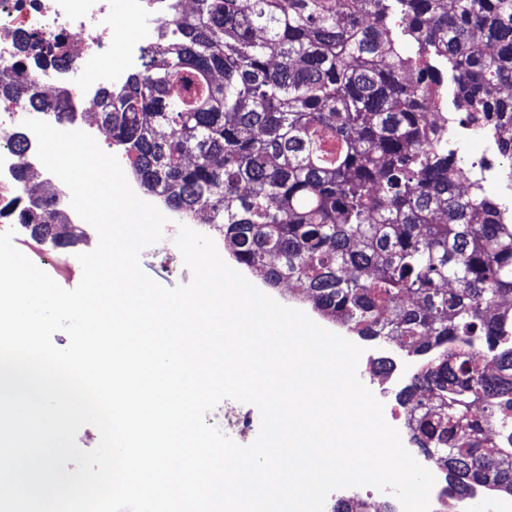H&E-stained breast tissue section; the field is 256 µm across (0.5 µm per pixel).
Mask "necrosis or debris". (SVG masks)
Listing matches in <instances>:
<instances>
[{"instance_id":"obj_1","label":"necrosis or debris","mask_w":512,"mask_h":512,"mask_svg":"<svg viewBox=\"0 0 512 512\" xmlns=\"http://www.w3.org/2000/svg\"><path fill=\"white\" fill-rule=\"evenodd\" d=\"M164 8V0H137L136 7L119 18L113 0H0V73L10 74L19 67L39 78L47 103L35 112L15 103L0 106V193L20 192L19 165L42 167L33 132L25 134V155L13 150L12 136L20 121L34 118L58 129L102 135V128L86 124L85 115L98 110L103 87L124 86L139 68L146 45L137 27L145 13L158 15ZM59 43L66 48L63 60L30 65V58L40 57L42 47ZM116 51L123 56L118 67L110 64ZM416 371L410 356H396L371 345L365 346L357 369L359 378L367 380L375 397L388 406L391 426L406 441L411 438L414 412L392 407L391 401L410 385Z\"/></svg>"}]
</instances>
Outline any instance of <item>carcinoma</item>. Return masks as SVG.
I'll list each match as a JSON object with an SVG mask.
<instances>
[{"label": "carcinoma", "mask_w": 512, "mask_h": 512, "mask_svg": "<svg viewBox=\"0 0 512 512\" xmlns=\"http://www.w3.org/2000/svg\"><path fill=\"white\" fill-rule=\"evenodd\" d=\"M157 21L101 112L139 186L180 218L207 211L266 287L286 279L354 335L423 357L399 394L420 408L416 447L465 504L476 485L512 494V223L455 188L425 112L451 82L459 122L512 162V96L492 93L512 88V0H194ZM1 100L45 103L21 73L0 76ZM0 216L52 241L70 224L18 198Z\"/></svg>", "instance_id": "obj_1"}]
</instances>
